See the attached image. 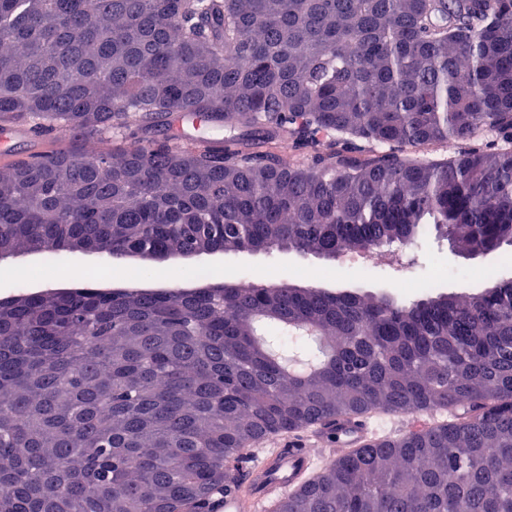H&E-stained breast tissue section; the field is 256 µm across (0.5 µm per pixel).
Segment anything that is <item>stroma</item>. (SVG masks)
<instances>
[{
  "label": "stroma",
  "mask_w": 512,
  "mask_h": 512,
  "mask_svg": "<svg viewBox=\"0 0 512 512\" xmlns=\"http://www.w3.org/2000/svg\"><path fill=\"white\" fill-rule=\"evenodd\" d=\"M403 256L399 266H385L363 271L347 258L303 256L285 249L261 252L201 253L188 259L168 258L159 264L155 275H147V264L137 258L127 259L124 267L133 277L164 281L166 273L177 276V284L195 280L200 268H208V283L217 284L224 278L242 279L265 284H293L323 287L333 291L357 290L364 294H392L403 300L419 298L421 287L429 280L432 270L445 266L448 278L439 286L445 293H477L486 286L488 274L512 277V248L505 247L489 254L463 256L447 240L427 235L415 245L399 246ZM107 256L95 253L66 252L55 254L30 253L13 256L10 266L23 269L21 280L0 274V298L20 291L40 292L59 288L58 274L62 271L89 270L103 267ZM305 269V277H296V269Z\"/></svg>",
  "instance_id": "1"
}]
</instances>
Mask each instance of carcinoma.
Wrapping results in <instances>:
<instances>
[{
	"instance_id": "1",
	"label": "carcinoma",
	"mask_w": 512,
	"mask_h": 512,
	"mask_svg": "<svg viewBox=\"0 0 512 512\" xmlns=\"http://www.w3.org/2000/svg\"><path fill=\"white\" fill-rule=\"evenodd\" d=\"M172 114L239 135L110 146ZM511 115L512 0H0V127L103 144L0 166V258H332L431 225L496 252ZM92 283L0 299V512H218L263 437L430 409L458 422L340 458L275 512H512V278L410 303ZM291 326L331 357L286 370L261 336Z\"/></svg>"
}]
</instances>
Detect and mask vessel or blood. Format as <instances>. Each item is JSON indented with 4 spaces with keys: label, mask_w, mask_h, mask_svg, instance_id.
Instances as JSON below:
<instances>
[{
    "label": "vessel or blood",
    "mask_w": 512,
    "mask_h": 512,
    "mask_svg": "<svg viewBox=\"0 0 512 512\" xmlns=\"http://www.w3.org/2000/svg\"><path fill=\"white\" fill-rule=\"evenodd\" d=\"M437 424V417L428 412L400 421L406 433L423 432ZM387 426L386 418L371 414L340 416L332 431L314 425L269 441L264 451L250 453L246 480L238 492L225 497L221 512H270L273 501L301 487L313 471L359 448L378 445Z\"/></svg>",
    "instance_id": "b4317fda"
}]
</instances>
